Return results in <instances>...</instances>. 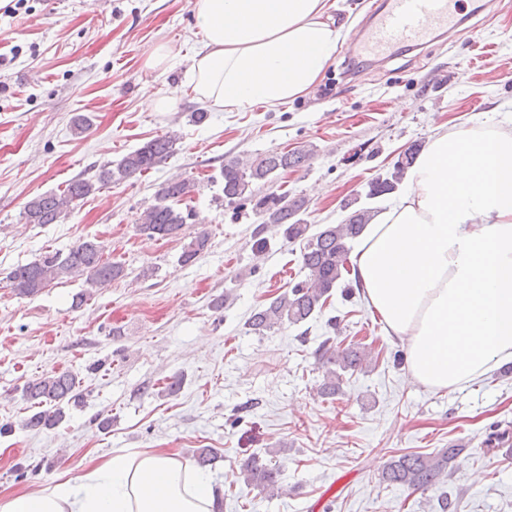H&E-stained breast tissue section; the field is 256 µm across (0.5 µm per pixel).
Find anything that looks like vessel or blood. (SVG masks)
<instances>
[{
	"instance_id": "b4317fda",
	"label": "vessel or blood",
	"mask_w": 512,
	"mask_h": 512,
	"mask_svg": "<svg viewBox=\"0 0 512 512\" xmlns=\"http://www.w3.org/2000/svg\"><path fill=\"white\" fill-rule=\"evenodd\" d=\"M459 0H382L353 37L351 58L384 59L400 47L433 40L437 33H454L463 19Z\"/></svg>"
}]
</instances>
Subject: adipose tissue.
I'll use <instances>...</instances> for the list:
<instances>
[{"instance_id": "1", "label": "adipose tissue", "mask_w": 512, "mask_h": 512, "mask_svg": "<svg viewBox=\"0 0 512 512\" xmlns=\"http://www.w3.org/2000/svg\"><path fill=\"white\" fill-rule=\"evenodd\" d=\"M332 0H195L192 88L212 107H275L316 86L345 41ZM408 190L365 228L351 275L410 379L462 388L512 359V128L437 127ZM209 474L154 449L91 461L0 512H213Z\"/></svg>"}]
</instances>
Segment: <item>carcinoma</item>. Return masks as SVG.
I'll return each mask as SVG.
<instances>
[{
  "mask_svg": "<svg viewBox=\"0 0 512 512\" xmlns=\"http://www.w3.org/2000/svg\"><path fill=\"white\" fill-rule=\"evenodd\" d=\"M172 147V138H154L124 155L117 163L101 169L93 179L73 178L57 192L34 196L25 204L23 217L29 224H55L68 215L78 201L101 187L122 183L160 165L171 155ZM420 149L419 143L410 145L404 157L395 161L389 171L368 182L365 196L374 200L396 192ZM309 159L310 154L303 150L270 152L249 164L237 159L228 160L220 171L226 206L237 210L251 205L258 223L279 226L283 228L288 241L300 244L299 259L304 279L273 297L249 317L248 329L258 336L286 324L307 322L322 311L337 288L343 289L347 298L353 295L352 285L342 282L343 271L347 270L352 243L377 213L373 207L360 206L357 200H349L343 205L349 215L342 223L329 225L311 234L309 225L299 218V214L306 209L307 201L304 198L290 197L286 192L272 191L262 196L254 193L253 184L271 183L281 172L300 168ZM195 190L196 184L185 178H173L162 184L156 202L140 215L136 230L150 239L177 235L192 217V211L180 208L179 204ZM208 243L209 235L205 231L196 233L181 253V264L193 263L207 249ZM125 276L124 266L105 259L100 242L87 237L66 252H46L34 261L16 266L9 272L8 279L17 295L34 297L58 280L80 278L93 288L108 285ZM316 355L323 369L320 390L325 397H333L340 391L345 374L363 371L371 363L370 352L365 345L336 344L330 336L320 343ZM23 396L30 408L34 409V413L25 419L24 427L40 430L60 424L66 418L65 406L80 399L82 393L75 374L52 371L29 381L23 388ZM511 437V431L492 426L485 445L492 451ZM462 452L463 448L459 445L450 444L433 456L414 452L394 455L382 472L381 482L414 491L431 489L448 480L451 475L448 466ZM240 478L245 485L256 487L269 495L281 489L280 469L262 462L257 455L250 456L242 463Z\"/></svg>",
  "mask_w": 512,
  "mask_h": 512,
  "instance_id": "cac0c4a2",
  "label": "carcinoma"
}]
</instances>
